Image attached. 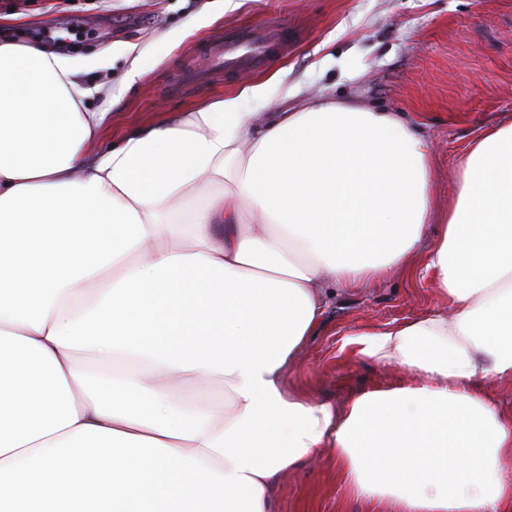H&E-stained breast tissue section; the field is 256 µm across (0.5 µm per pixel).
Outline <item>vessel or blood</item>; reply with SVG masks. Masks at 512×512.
<instances>
[{
  "label": "vessel or blood",
  "mask_w": 512,
  "mask_h": 512,
  "mask_svg": "<svg viewBox=\"0 0 512 512\" xmlns=\"http://www.w3.org/2000/svg\"><path fill=\"white\" fill-rule=\"evenodd\" d=\"M274 50V42L254 31L244 32L230 40L210 41L205 49L206 66L187 67L174 86L178 89L200 87L217 76L261 67L272 57Z\"/></svg>",
  "instance_id": "obj_1"
}]
</instances>
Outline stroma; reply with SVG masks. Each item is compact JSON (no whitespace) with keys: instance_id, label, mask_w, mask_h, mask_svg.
<instances>
[{"instance_id":"35a3bbf8","label":"stroma","mask_w":512,"mask_h":512,"mask_svg":"<svg viewBox=\"0 0 512 512\" xmlns=\"http://www.w3.org/2000/svg\"><path fill=\"white\" fill-rule=\"evenodd\" d=\"M263 30L281 48L264 69L208 87L171 91L185 63L202 64L219 35ZM0 37L96 56L90 110L110 113L104 142H116L181 112L240 97L245 112H285L314 96L351 99L404 113L429 139L437 214L453 200L462 157L488 129L512 121V0H0ZM142 58L127 80V51ZM262 84V98L242 96ZM422 271L388 270L366 288L337 289L324 323L288 369V385L343 406L364 392L413 384L396 366L353 358L354 335L445 307ZM275 512H371L348 494L333 452L319 450L273 490Z\"/></svg>"}]
</instances>
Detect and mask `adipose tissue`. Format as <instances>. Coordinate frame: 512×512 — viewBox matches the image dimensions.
<instances>
[{
    "instance_id": "adipose-tissue-1",
    "label": "adipose tissue",
    "mask_w": 512,
    "mask_h": 512,
    "mask_svg": "<svg viewBox=\"0 0 512 512\" xmlns=\"http://www.w3.org/2000/svg\"><path fill=\"white\" fill-rule=\"evenodd\" d=\"M95 65L0 40V512H274L322 448L391 512H512V411L476 389L512 380V122L426 248L430 145L401 114L233 97L100 149ZM419 254L445 307L349 341L415 385L288 389L327 297Z\"/></svg>"
}]
</instances>
